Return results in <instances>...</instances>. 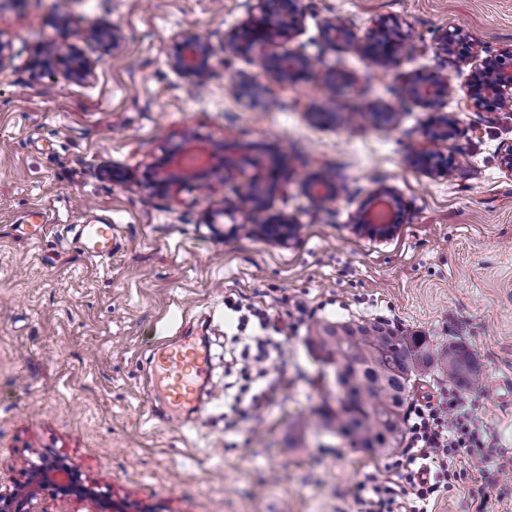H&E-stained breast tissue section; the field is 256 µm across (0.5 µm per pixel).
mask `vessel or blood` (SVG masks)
<instances>
[{
	"instance_id": "vessel-or-blood-1",
	"label": "vessel or blood",
	"mask_w": 512,
	"mask_h": 512,
	"mask_svg": "<svg viewBox=\"0 0 512 512\" xmlns=\"http://www.w3.org/2000/svg\"><path fill=\"white\" fill-rule=\"evenodd\" d=\"M112 229L108 216L92 224L71 225L70 243L89 258L103 260L117 245ZM150 366V401L161 402L174 413L199 402L205 364L197 343L190 337L177 333L162 338Z\"/></svg>"
}]
</instances>
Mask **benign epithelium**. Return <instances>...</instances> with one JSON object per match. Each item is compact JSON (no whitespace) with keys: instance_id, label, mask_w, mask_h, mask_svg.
<instances>
[{"instance_id":"benign-epithelium-1","label":"benign epithelium","mask_w":512,"mask_h":512,"mask_svg":"<svg viewBox=\"0 0 512 512\" xmlns=\"http://www.w3.org/2000/svg\"><path fill=\"white\" fill-rule=\"evenodd\" d=\"M258 14L241 25L245 37L237 32L229 35L231 53L251 54L260 52L266 73L279 81L297 78L311 69V60L299 51H282L281 44L290 40L298 19L303 14V0H257ZM86 39L96 42L106 51H117L122 41L121 34L106 21H95L83 28ZM323 38L330 44L344 43L353 50L371 52V46L360 44L349 25L334 19L324 23L321 29ZM440 48L448 54L457 68L470 69V81L479 86V93L467 95L464 109L480 111L504 110L512 103V48L493 59H482L472 51L471 44L461 34L443 33L438 39ZM64 63L68 73L80 80L89 79L91 64L83 54L71 45L56 46L41 50V58L36 64L35 74L40 78L53 70L56 64ZM178 72L188 75L199 84L209 79L213 73L210 63V49L207 42L197 34L181 36L176 51L170 60ZM407 98L411 101L431 106L454 93L447 77L435 75L427 81L408 79L404 82ZM455 120L442 114L425 132L427 142L433 146L448 139V131ZM210 159L204 148H196L175 159L170 157L159 163L149 184L153 190L166 189L180 182L197 178V169ZM388 210L363 212L352 225L357 233H366L379 240L391 235L394 230L392 219L400 217L399 200L394 196L385 199ZM266 230L272 232L276 241H284L294 234L293 225L281 215L268 218ZM48 487L56 489L64 496L78 501L93 500L98 503L99 512H121V503L98 493L95 484L80 483L72 477L67 464L59 460L46 466L32 467L27 483L11 493H0V512H33L34 501Z\"/></svg>"}]
</instances>
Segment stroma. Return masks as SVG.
<instances>
[{"instance_id":"1","label":"stroma","mask_w":512,"mask_h":512,"mask_svg":"<svg viewBox=\"0 0 512 512\" xmlns=\"http://www.w3.org/2000/svg\"><path fill=\"white\" fill-rule=\"evenodd\" d=\"M60 2L0 7L12 56L0 70V491L59 455L127 512H359L354 486L396 456L316 434L318 410L335 409L339 392L334 364L308 338L322 324L380 319L437 349L462 344L480 371L479 388L460 396L479 403L494 435L489 477L460 454L464 477L431 512H473L481 493L487 512H512V396L500 385L512 377V171L501 160L512 111H459L470 75L437 45L448 31L483 57L512 47V0H304L289 46L312 68L285 83L257 55L224 51L257 0H71L67 28L55 22ZM332 17L366 42L379 22L399 26L407 38L394 65L326 43ZM99 20L122 30L119 55L82 37ZM188 30L207 41L215 68L198 85L169 64ZM64 43L90 61V80L34 78L40 49ZM436 73L454 97L426 107L399 96L404 78ZM442 113L456 118L442 149L457 162L449 178L411 160ZM189 141L232 143L233 173L218 162L201 180L149 194L155 165ZM254 178L267 209L233 229L224 200ZM315 178L334 184V197H312ZM384 191L400 201L393 236L355 233ZM33 210L49 218L37 242L14 231ZM270 212L287 215L295 237L269 239ZM102 215L118 235L110 259L65 245L68 225ZM233 302L269 314L283 354L228 377ZM178 331L207 350L209 383L202 408L176 426L144 387L156 343ZM228 382L249 397L268 390V400L246 418L225 415Z\"/></svg>"}]
</instances>
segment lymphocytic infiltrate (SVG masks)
<instances>
[{"label":"lymphocytic infiltrate","instance_id":"lymphocytic-infiltrate-1","mask_svg":"<svg viewBox=\"0 0 512 512\" xmlns=\"http://www.w3.org/2000/svg\"><path fill=\"white\" fill-rule=\"evenodd\" d=\"M494 446L478 424L476 407L465 405L451 388L411 400L405 409L403 448L396 478H365L354 499L361 512H427L430 499L453 489L462 477L455 459L461 451L483 455Z\"/></svg>","mask_w":512,"mask_h":512}]
</instances>
